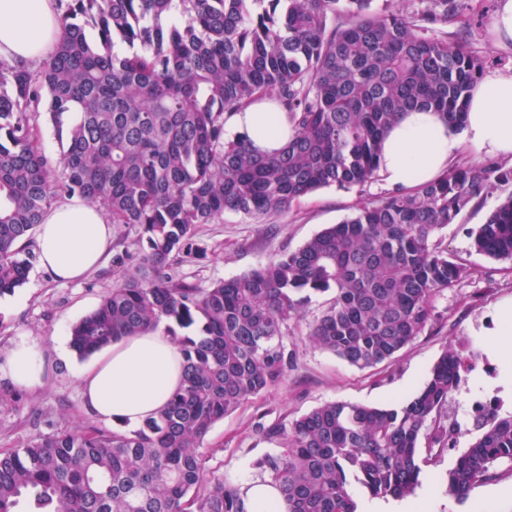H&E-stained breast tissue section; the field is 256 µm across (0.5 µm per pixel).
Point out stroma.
I'll list each match as a JSON object with an SVG mask.
<instances>
[{
    "instance_id": "1",
    "label": "stroma",
    "mask_w": 512,
    "mask_h": 512,
    "mask_svg": "<svg viewBox=\"0 0 512 512\" xmlns=\"http://www.w3.org/2000/svg\"><path fill=\"white\" fill-rule=\"evenodd\" d=\"M465 2L461 16L443 26V38L450 42L467 38L474 50L487 58L488 69L512 70V46H496L492 31L499 0ZM386 190L377 178L360 191L320 189L278 215L247 218L225 213L221 223L199 226L196 242L201 254L174 265L173 271L202 287L242 275L350 218L358 205L378 199ZM511 193L512 185L500 187L497 193L470 205L458 223L444 229L443 248L469 269L470 278L434 299L433 322L392 361L373 370H360L311 342L308 325L318 314L319 303H312L303 317L290 319L285 344L291 362L285 379L249 398L214 425L202 447L209 470L234 484L254 480L259 475L257 461L275 450L262 433L264 427L289 423L334 401L362 405L402 402L421 388L445 350L466 347L478 351L480 358L475 370L462 371L451 400L464 432L457 449L444 452L422 468V477L434 483L429 509L512 512L510 461L499 462L497 479L473 488L466 498L449 495L445 483L460 450L477 434L468 404L489 401L500 414H512V369L503 364L504 358L512 356V338L498 333L502 311L512 306V261L477 251L471 236L499 198ZM135 238L134 230L126 225H113L112 259L101 270L81 281L62 283L36 265L22 287L0 297V356L16 342L29 339L41 345L46 361V376L39 388L22 389L0 379V395L6 398L0 406V450L19 447L31 436L64 425L95 424V417L82 405L77 378L89 361L74 352L68 361H61L57 348L69 344L71 327L96 308L118 273L135 268Z\"/></svg>"
}]
</instances>
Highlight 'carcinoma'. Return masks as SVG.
I'll return each mask as SVG.
<instances>
[{"label":"carcinoma","mask_w":512,"mask_h":512,"mask_svg":"<svg viewBox=\"0 0 512 512\" xmlns=\"http://www.w3.org/2000/svg\"><path fill=\"white\" fill-rule=\"evenodd\" d=\"M372 2L66 0L57 50L38 70L0 60V297L26 283L33 232L54 202L80 196L134 229L139 262L73 325L71 346L88 357L165 321L185 374L166 408L134 430L65 427L0 451V512H18L23 498L32 512H249L201 447L224 416L284 379L288 320L330 294L308 336L372 369L468 278L441 234L512 183L496 161L388 192L240 276L203 288L171 273L177 256L202 252L198 226L226 211L272 216L322 188L363 189L400 114L428 108L463 121L486 58L435 26L456 19L464 0H421L411 16ZM264 96L288 121V144L274 155L244 135L226 139L228 115ZM44 101L64 144L56 163L33 122ZM474 245L512 260V193ZM195 325L198 334L179 333ZM465 361L445 351L400 405L331 402L267 427L276 448L257 464L260 477L286 512H357L354 484L372 498L413 495L434 447L457 446L445 409ZM475 429L446 476L459 499L512 461V415L489 408Z\"/></svg>","instance_id":"1"}]
</instances>
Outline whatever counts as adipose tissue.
<instances>
[{
	"label": "adipose tissue",
	"mask_w": 512,
	"mask_h": 512,
	"mask_svg": "<svg viewBox=\"0 0 512 512\" xmlns=\"http://www.w3.org/2000/svg\"><path fill=\"white\" fill-rule=\"evenodd\" d=\"M61 34L57 0H0V59L31 66L47 60ZM229 122L253 148L271 153L288 141L283 112L268 99L232 113ZM512 160V73L490 71L473 88L461 128L435 112L405 113L389 132L379 173L390 189L408 190L444 173L464 148ZM112 228L99 206L73 197L51 208L37 228L38 262L57 280L75 281L106 259ZM20 388L42 385L41 345L24 340L4 365ZM184 377L178 344L156 326L103 349L79 375L83 404L101 423L130 430L158 412Z\"/></svg>",
	"instance_id": "obj_1"
}]
</instances>
